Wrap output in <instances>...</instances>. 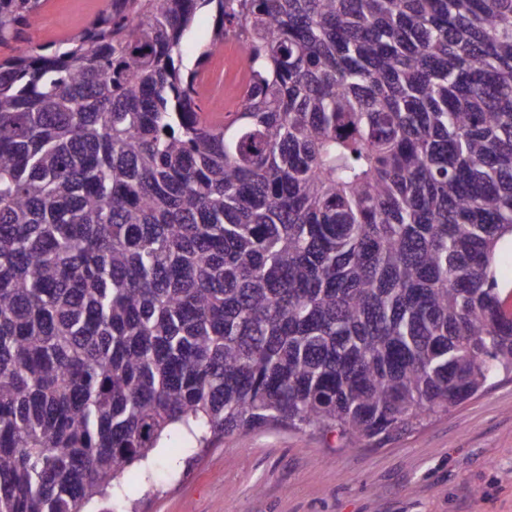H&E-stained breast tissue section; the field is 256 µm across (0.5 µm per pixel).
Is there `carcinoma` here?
<instances>
[{
	"label": "carcinoma",
	"mask_w": 512,
	"mask_h": 512,
	"mask_svg": "<svg viewBox=\"0 0 512 512\" xmlns=\"http://www.w3.org/2000/svg\"><path fill=\"white\" fill-rule=\"evenodd\" d=\"M46 2L0 0V512H88L173 429L355 446L512 373V0H106L28 49ZM213 26V13L208 9L198 11L191 31L182 43L181 53L184 65L192 67L200 48L209 43L212 37ZM200 97L207 103L206 112L202 113L203 117L209 122H223L224 112H229L231 109L224 105V94L216 90L211 78L201 87Z\"/></svg>",
	"instance_id": "1"
}]
</instances>
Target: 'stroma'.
Here are the masks:
<instances>
[{
    "label": "stroma",
    "mask_w": 512,
    "mask_h": 512,
    "mask_svg": "<svg viewBox=\"0 0 512 512\" xmlns=\"http://www.w3.org/2000/svg\"><path fill=\"white\" fill-rule=\"evenodd\" d=\"M104 0H47L29 44L76 34ZM108 512H512V376L383 443L260 429L164 438Z\"/></svg>",
    "instance_id": "35a3bbf8"
}]
</instances>
